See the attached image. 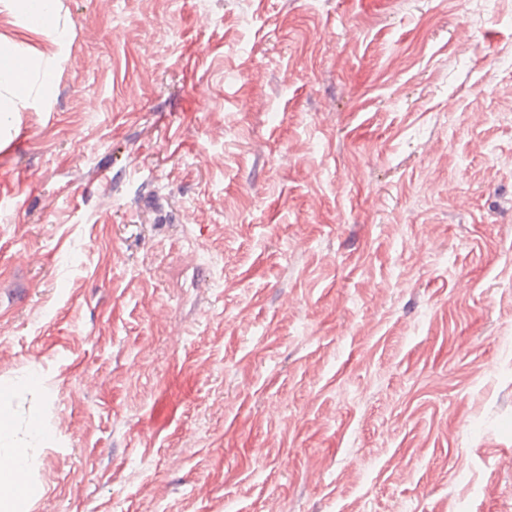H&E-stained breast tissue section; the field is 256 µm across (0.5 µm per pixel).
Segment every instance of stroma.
<instances>
[{"mask_svg": "<svg viewBox=\"0 0 512 512\" xmlns=\"http://www.w3.org/2000/svg\"><path fill=\"white\" fill-rule=\"evenodd\" d=\"M1 51L26 512H512V0H0Z\"/></svg>", "mask_w": 512, "mask_h": 512, "instance_id": "stroma-1", "label": "stroma"}]
</instances>
